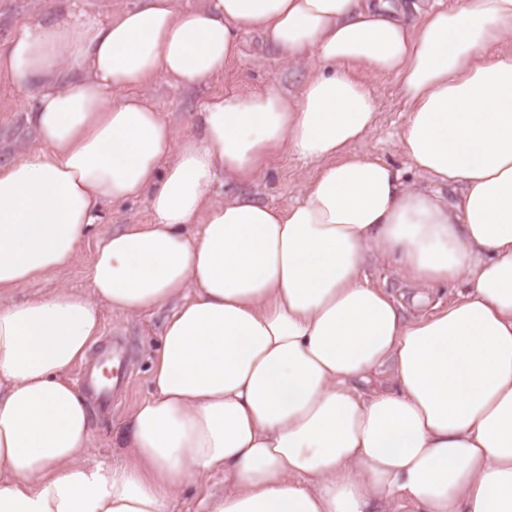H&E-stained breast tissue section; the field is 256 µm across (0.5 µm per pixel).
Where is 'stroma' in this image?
<instances>
[{"label":"stroma","instance_id":"obj_1","mask_svg":"<svg viewBox=\"0 0 512 512\" xmlns=\"http://www.w3.org/2000/svg\"><path fill=\"white\" fill-rule=\"evenodd\" d=\"M132 0H0V42L9 38L20 24L32 20H46L60 14H77L83 11L99 12L109 16L131 4ZM308 75L306 67L285 65L277 54L266 47L260 36L247 34L242 38L241 53L225 69L223 75L210 83L191 88L172 87L165 80L152 82L148 93L157 106L172 120L177 133H184L191 120L197 118L205 102L216 94L234 92L252 94L262 91L274 81L284 91L297 92ZM354 76L373 94L378 105V127L360 148L369 151L400 169H407V161L397 143V129L405 121L407 107L396 83L387 77L371 74L363 69ZM34 104V95L11 87L0 78V162L14 159L19 150L34 147V137L26 126L24 114ZM314 172V166L297 156L285 154L278 157L270 170L256 184L244 187L216 182L215 199L224 195L245 193L261 202L280 208L294 203L302 182ZM151 210L147 198L122 205L105 206L102 222L96 225L93 236L101 238L128 224H147ZM93 246H85L79 259L65 270L42 277L27 287L18 289L15 300L31 294L50 292L57 287L85 289L89 286L88 270L93 258ZM103 328L101 344L119 339L125 345L130 382L115 395L110 408L91 404L93 419V461L117 464L123 461V433L126 420L137 405L151 391L150 370L159 344V337L169 309L142 315L122 317L102 308Z\"/></svg>","mask_w":512,"mask_h":512}]
</instances>
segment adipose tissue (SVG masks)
Masks as SVG:
<instances>
[{
    "label": "adipose tissue",
    "mask_w": 512,
    "mask_h": 512,
    "mask_svg": "<svg viewBox=\"0 0 512 512\" xmlns=\"http://www.w3.org/2000/svg\"><path fill=\"white\" fill-rule=\"evenodd\" d=\"M411 10L135 0L0 44L40 143L0 164V512H168L215 470L224 491L203 512H384L399 496L419 512H512V0H426L414 23ZM245 33L307 64L306 81L212 96L177 134L147 83L208 82ZM353 65L398 85V143L430 188L351 152L376 129ZM285 152L316 166L288 208L212 198L217 177L254 183ZM143 196L151 223L92 240L104 205ZM90 243V293L12 301ZM379 263L407 300L370 285ZM435 284L457 298L417 315ZM171 303L123 462L88 464L89 399L69 372L102 308ZM385 365L395 389L361 391Z\"/></svg>",
    "instance_id": "ef3b65f1"
}]
</instances>
